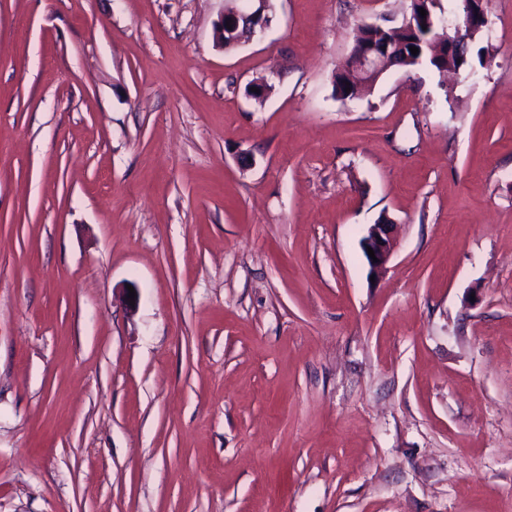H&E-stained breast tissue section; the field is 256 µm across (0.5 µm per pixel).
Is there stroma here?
Returning a JSON list of instances; mask_svg holds the SVG:
<instances>
[{"label":"stroma","mask_w":512,"mask_h":512,"mask_svg":"<svg viewBox=\"0 0 512 512\" xmlns=\"http://www.w3.org/2000/svg\"><path fill=\"white\" fill-rule=\"evenodd\" d=\"M273 3L0 0V512H512V0L344 101L407 0ZM241 11H230L227 15H225V23L224 16L220 19L218 24L216 25L214 32V39L216 44L225 50H231L239 45L241 37H243L246 33H248L244 27L243 19H240L239 26L236 27V21L231 25V29L226 27V17H232L235 14L240 13ZM223 34L224 38L220 39V35ZM392 225L386 221L371 224L367 234L361 240V247L371 272H377L386 263L390 252V229ZM368 247L374 251L378 262L368 255Z\"/></svg>","instance_id":"1"}]
</instances>
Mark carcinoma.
Returning <instances> with one entry per match:
<instances>
[{
  "label": "carcinoma",
  "instance_id": "obj_1",
  "mask_svg": "<svg viewBox=\"0 0 512 512\" xmlns=\"http://www.w3.org/2000/svg\"><path fill=\"white\" fill-rule=\"evenodd\" d=\"M424 8L427 15L420 16L419 8ZM440 9V0H425L422 4L409 0L403 17L408 23H400L396 26H382L378 24H364L359 27L357 36L362 41L378 46H386L390 50L389 67H401L405 69L427 66L438 72L448 70V53L445 43L438 40L439 19L437 10ZM246 34L244 23L231 25L224 29V49L231 50L239 45L241 37ZM419 49L417 54H412L410 48ZM349 62H344L336 72L333 92L340 100L361 97L376 82L373 77L365 84H355L348 77ZM350 91H345V88Z\"/></svg>",
  "mask_w": 512,
  "mask_h": 512
}]
</instances>
